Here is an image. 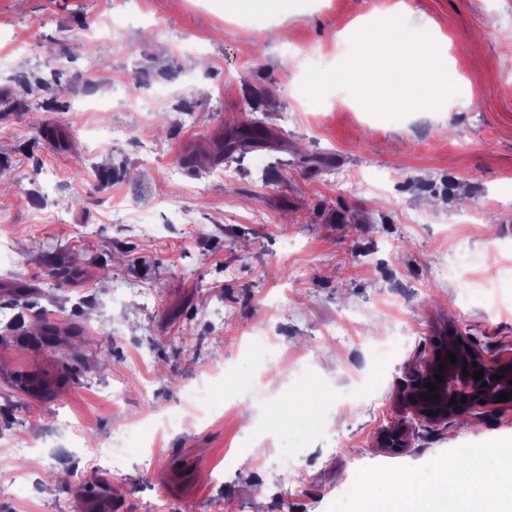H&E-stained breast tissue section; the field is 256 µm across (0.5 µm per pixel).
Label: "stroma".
I'll list each match as a JSON object with an SVG mask.
<instances>
[{"label":"stroma","instance_id":"obj_1","mask_svg":"<svg viewBox=\"0 0 512 512\" xmlns=\"http://www.w3.org/2000/svg\"><path fill=\"white\" fill-rule=\"evenodd\" d=\"M390 11L446 59L428 110L316 78ZM503 259L512 0H0V512H356L511 441L507 403L378 444L442 329L512 356Z\"/></svg>","mask_w":512,"mask_h":512}]
</instances>
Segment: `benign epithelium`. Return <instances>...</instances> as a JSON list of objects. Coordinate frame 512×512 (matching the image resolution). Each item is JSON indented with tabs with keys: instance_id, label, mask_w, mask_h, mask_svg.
I'll use <instances>...</instances> for the list:
<instances>
[{
	"instance_id": "obj_1",
	"label": "benign epithelium",
	"mask_w": 512,
	"mask_h": 512,
	"mask_svg": "<svg viewBox=\"0 0 512 512\" xmlns=\"http://www.w3.org/2000/svg\"><path fill=\"white\" fill-rule=\"evenodd\" d=\"M443 343L437 344L440 355H432L421 360L413 369L407 382L400 390V398L405 406L416 416L427 422L444 421L461 413L470 412L479 403L484 405L496 404L495 391L498 380L491 378L493 374L512 375V357L494 361L486 360L477 351L471 350L468 341L450 332H444ZM471 350V361L476 366L464 365L461 360L451 364L447 362L448 353L456 352L458 348ZM445 364L447 371L443 373L444 381L437 384V389L430 391L426 384L435 382V373L440 364ZM467 369L469 376L462 375V369ZM484 370L480 380L474 379V372ZM438 397V400L426 401L422 394ZM457 398H452V395ZM466 397V402H460V397ZM380 444L394 453H400L407 446V432L400 425L385 429L380 436Z\"/></svg>"
}]
</instances>
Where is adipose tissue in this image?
<instances>
[{"label": "adipose tissue", "mask_w": 512, "mask_h": 512, "mask_svg": "<svg viewBox=\"0 0 512 512\" xmlns=\"http://www.w3.org/2000/svg\"><path fill=\"white\" fill-rule=\"evenodd\" d=\"M400 50L407 58L404 75L387 76L382 97H397L401 84L416 86L415 104L428 107L432 85L445 76V61L422 41L409 40L394 21H386L383 34L367 33L352 42L340 63L321 70L322 79L336 83L379 69L384 57ZM386 507L379 512H512V446L502 445L483 454L436 460L417 493L406 484L384 481Z\"/></svg>", "instance_id": "adipose-tissue-1"}]
</instances>
